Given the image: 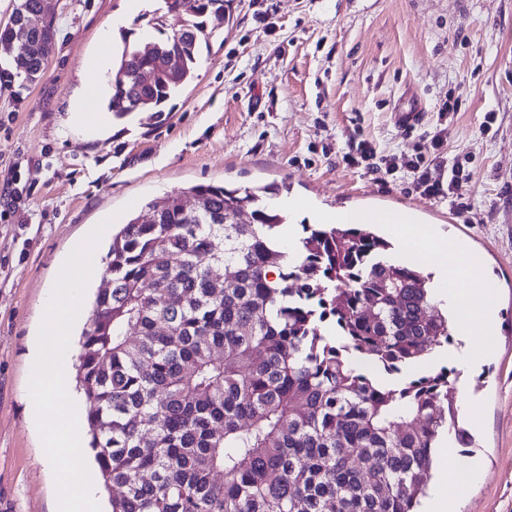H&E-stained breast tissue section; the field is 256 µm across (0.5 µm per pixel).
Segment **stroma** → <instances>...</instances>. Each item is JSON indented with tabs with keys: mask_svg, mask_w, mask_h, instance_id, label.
I'll return each instance as SVG.
<instances>
[{
	"mask_svg": "<svg viewBox=\"0 0 512 512\" xmlns=\"http://www.w3.org/2000/svg\"><path fill=\"white\" fill-rule=\"evenodd\" d=\"M56 29L41 78L24 83L0 58V512H52L55 479L31 422L34 341L74 244L101 221L149 219L145 203L200 183L287 184L301 209L281 226L298 243L308 212L390 209L476 253L494 287L488 356L457 383L461 426L479 465L447 487L458 512H512V0H224L226 20L202 45L192 81L160 123L76 118L72 103L110 25L130 41L158 38L163 0H42ZM455 99L457 110L443 111ZM416 102L411 128L397 107ZM472 203L386 174L438 130ZM373 159L347 164L349 143ZM26 186L11 208L7 192ZM127 215H120V208Z\"/></svg>",
	"mask_w": 512,
	"mask_h": 512,
	"instance_id": "obj_1",
	"label": "stroma"
}]
</instances>
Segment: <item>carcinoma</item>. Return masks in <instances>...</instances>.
<instances>
[{"mask_svg":"<svg viewBox=\"0 0 512 512\" xmlns=\"http://www.w3.org/2000/svg\"><path fill=\"white\" fill-rule=\"evenodd\" d=\"M165 4L186 34L124 44L108 78L116 119L165 117L224 10ZM55 35L46 21L16 73L38 81ZM279 191L193 185L113 235L76 377L98 480L119 489L111 512H415L442 435L472 446L459 373L404 374L453 342L433 274L392 259L370 224H307L289 255L265 201Z\"/></svg>","mask_w":512,"mask_h":512,"instance_id":"1","label":"carcinoma"}]
</instances>
